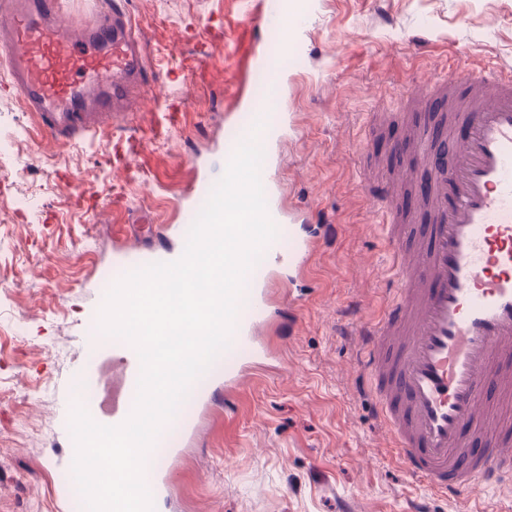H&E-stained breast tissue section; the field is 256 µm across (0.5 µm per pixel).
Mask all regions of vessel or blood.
<instances>
[{"label": "vessel or blood", "instance_id": "obj_1", "mask_svg": "<svg viewBox=\"0 0 512 512\" xmlns=\"http://www.w3.org/2000/svg\"><path fill=\"white\" fill-rule=\"evenodd\" d=\"M144 59L119 0L75 30L61 20L58 0H0L5 88L49 140L76 144L108 132L133 93L149 90ZM421 95L426 119L393 145L400 168L369 187L398 286L358 336L381 420L407 472L464 502L512 474V424L490 421L485 402L491 394L499 406H512V73H455ZM459 127L467 131L460 144ZM421 169L430 175L419 200L430 216L422 240L411 214L396 204L405 177ZM263 189L274 224L299 219L273 183ZM147 231L159 235L164 227L118 225V234L134 241L126 267L174 261L173 252L143 247ZM318 244V237L298 235L289 249L266 246L231 337L240 362L225 369V388L236 387L250 364L270 359L258 339L272 318L270 280L284 267L289 283L304 281ZM112 359L125 406L108 416L90 408L104 425L120 424L132 411L140 373L127 342L113 341Z\"/></svg>", "mask_w": 512, "mask_h": 512}]
</instances>
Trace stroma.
Returning <instances> with one entry per match:
<instances>
[{
  "label": "stroma",
  "instance_id": "35a3bbf8",
  "mask_svg": "<svg viewBox=\"0 0 512 512\" xmlns=\"http://www.w3.org/2000/svg\"><path fill=\"white\" fill-rule=\"evenodd\" d=\"M147 48L151 90L92 145L42 137L0 92V512H73L60 405L101 356L90 317L126 245L113 225H168L150 246L184 248L181 210L206 202L197 163L224 174L235 89L263 84L285 121V202L321 213V245L296 300L262 337L274 358L232 391L195 392L165 466L159 512H459L410 478L381 426L354 335L396 286L366 179L395 170L391 145L421 120L406 98L452 69H512V0H305L283 29L253 26L284 0H121ZM377 128H370V121Z\"/></svg>",
  "mask_w": 512,
  "mask_h": 512
}]
</instances>
